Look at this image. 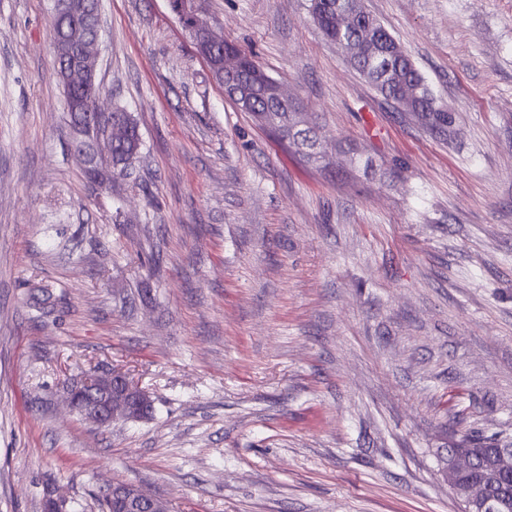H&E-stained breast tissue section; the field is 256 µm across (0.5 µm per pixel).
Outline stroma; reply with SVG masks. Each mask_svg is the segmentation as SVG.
Masks as SVG:
<instances>
[{
    "label": "stroma",
    "mask_w": 512,
    "mask_h": 512,
    "mask_svg": "<svg viewBox=\"0 0 512 512\" xmlns=\"http://www.w3.org/2000/svg\"><path fill=\"white\" fill-rule=\"evenodd\" d=\"M451 111L433 133L308 0H205L300 106L308 164L226 98L168 0H101L104 106L142 148L87 181L51 0H0V512H462L464 436L512 446V0H362ZM149 418L71 411L86 371ZM151 401L149 393L125 372L112 369L96 372L72 387L71 408L84 419L101 427L116 420L138 421L146 417ZM152 411V404L150 412ZM104 497L111 503L112 500L119 502L132 512L165 511L162 501L131 484H113L104 494Z\"/></svg>",
    "instance_id": "stroma-1"
}]
</instances>
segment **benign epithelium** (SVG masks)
Wrapping results in <instances>:
<instances>
[{
	"mask_svg": "<svg viewBox=\"0 0 512 512\" xmlns=\"http://www.w3.org/2000/svg\"><path fill=\"white\" fill-rule=\"evenodd\" d=\"M202 5L203 0H171L172 10L189 34L197 53L208 62L214 50L224 44V38L201 17ZM73 13L71 0H52L53 19L66 22ZM98 40L97 36H87L78 44L80 63L65 71V83L96 82ZM258 76L267 93L274 99L290 100L279 81L265 71L258 73ZM84 130L97 145L102 142L110 144L124 138L126 134L124 121L112 117V113L104 112L99 107L87 113ZM69 402L71 408L84 419L106 427L116 420L138 421L145 418L150 395L125 372L114 369L96 372L92 378L72 387ZM475 465V459L466 451L452 452L448 455L445 478L457 499L468 505L465 512H486L489 501L486 500L484 485L475 481H461V476L471 472ZM104 497L119 502L131 512L164 510L162 501L131 484H114Z\"/></svg>",
	"mask_w": 512,
	"mask_h": 512,
	"instance_id": "obj_1",
	"label": "benign epithelium"
}]
</instances>
